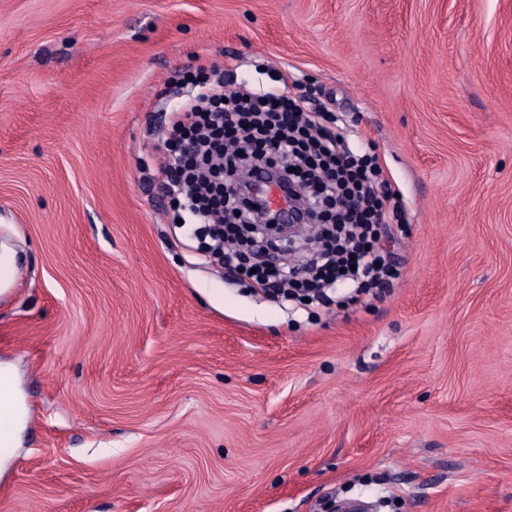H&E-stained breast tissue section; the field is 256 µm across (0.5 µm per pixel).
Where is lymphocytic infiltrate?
I'll list each match as a JSON object with an SVG mask.
<instances>
[{"instance_id":"lymphocytic-infiltrate-1","label":"lymphocytic infiltrate","mask_w":512,"mask_h":512,"mask_svg":"<svg viewBox=\"0 0 512 512\" xmlns=\"http://www.w3.org/2000/svg\"><path fill=\"white\" fill-rule=\"evenodd\" d=\"M178 77L191 92L170 114L169 147L157 152L158 188L174 201L197 254L229 266L231 274L251 275L263 290L283 289L294 299L304 293L316 304L341 286L354 302L398 277L378 249V230L402 223L404 213L376 155L353 152L328 128L330 114L310 111L304 97L230 87L219 68L203 79L187 71ZM273 140L286 142L295 161L280 183L301 185L311 199L310 218H324L330 228L291 264L245 243L241 228L257 223L259 212L250 196L224 191L226 177L239 169L274 166Z\"/></svg>"}]
</instances>
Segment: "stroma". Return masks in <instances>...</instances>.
Here are the masks:
<instances>
[{"label": "stroma", "mask_w": 512, "mask_h": 512, "mask_svg": "<svg viewBox=\"0 0 512 512\" xmlns=\"http://www.w3.org/2000/svg\"><path fill=\"white\" fill-rule=\"evenodd\" d=\"M311 91L400 276L317 308L180 243L181 69ZM0 512H512V0H0Z\"/></svg>", "instance_id": "stroma-1"}]
</instances>
